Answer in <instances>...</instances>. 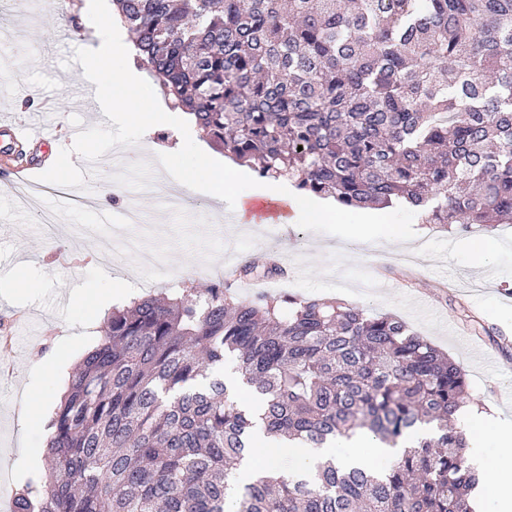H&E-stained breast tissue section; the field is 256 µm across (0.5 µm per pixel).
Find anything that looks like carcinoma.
Instances as JSON below:
<instances>
[{
	"label": "carcinoma",
	"mask_w": 512,
	"mask_h": 512,
	"mask_svg": "<svg viewBox=\"0 0 512 512\" xmlns=\"http://www.w3.org/2000/svg\"><path fill=\"white\" fill-rule=\"evenodd\" d=\"M113 3L170 107L258 176L458 233L512 223V0ZM99 333L13 512H225L257 428L412 443L382 472L330 458L259 478L236 512H470L466 375L397 316L217 281L115 305ZM229 360L258 411L230 398Z\"/></svg>",
	"instance_id": "carcinoma-1"
}]
</instances>
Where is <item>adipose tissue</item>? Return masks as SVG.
I'll list each match as a JSON object with an SVG mask.
<instances>
[{"mask_svg":"<svg viewBox=\"0 0 512 512\" xmlns=\"http://www.w3.org/2000/svg\"><path fill=\"white\" fill-rule=\"evenodd\" d=\"M494 442L499 450V460L512 465V427L502 422L494 413H481L478 426L470 432L471 459L478 472L489 469L484 461L483 450L487 442ZM287 454L291 466L290 475L306 476L314 472L318 463L327 458H335L343 466H371L373 459H389L395 456V449L377 443L372 439L359 435L342 440L340 448H309L298 443L277 445L258 438L257 448L250 457L243 460L237 474L239 483H246L263 475L267 471L269 458Z\"/></svg>","mask_w":512,"mask_h":512,"instance_id":"obj_1","label":"adipose tissue"}]
</instances>
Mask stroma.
<instances>
[{"instance_id":"stroma-1","label":"stroma","mask_w":512,"mask_h":512,"mask_svg":"<svg viewBox=\"0 0 512 512\" xmlns=\"http://www.w3.org/2000/svg\"><path fill=\"white\" fill-rule=\"evenodd\" d=\"M64 2L59 9L53 0H0V68L13 76L12 82H0V122L30 121L46 132L56 125L109 126L102 111L73 107L84 84L74 52L90 47L96 36L80 21L87 0ZM178 137L177 129L161 125L144 153L117 146L104 154L97 170L85 173L100 191L96 206L60 209V189L49 187L40 208L54 214L51 224L0 190V215L10 218L0 223V319L20 314L34 319L15 337V377L0 385V483L16 486L45 467L50 412L74 366L97 344L98 329L117 302L114 289L124 286L128 296L137 297L191 282L206 287L224 267L222 237L236 241L238 260L260 265L275 253L288 268L286 279L240 284L243 295L331 296L370 313L397 315L463 366L475 408L494 405L500 419L512 424V224L472 231V238L498 246L484 269L456 249L459 234L419 217L413 223L416 239L428 243L429 255L418 267L401 262L410 249L406 243L352 245L299 228L285 239L274 224H238L232 211L218 226L194 208L201 192L172 187L181 200L173 209L166 201L136 195L142 159L152 161L146 173L164 176L155 158L172 152ZM133 205L150 229L153 267L132 260L112 268L98 265L97 253L118 235ZM98 209L111 214V223H95ZM489 328L500 330L498 341L486 336Z\"/></svg>"}]
</instances>
